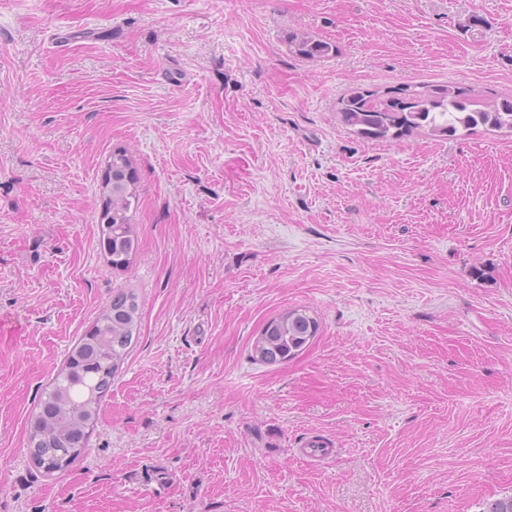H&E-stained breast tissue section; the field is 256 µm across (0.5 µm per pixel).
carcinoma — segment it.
<instances>
[{"label": "carcinoma", "mask_w": 512, "mask_h": 512, "mask_svg": "<svg viewBox=\"0 0 512 512\" xmlns=\"http://www.w3.org/2000/svg\"><path fill=\"white\" fill-rule=\"evenodd\" d=\"M292 54L313 59L330 55L336 47L304 32L288 35ZM402 98H374L354 91L341 101L342 122L366 139L398 137L425 128L446 137L458 128L479 125L512 132V98L481 108L450 85L403 89ZM103 210L100 242L113 269H126L133 261L135 239L129 213L137 203V181L131 159L123 148L112 150L102 183ZM138 302L132 292H120L101 312L91 332L68 355L67 364L53 387L40 401L30 421L31 455L46 474L61 471L80 459L87 447V429L95 422L101 398L136 338ZM316 320L302 309L272 318L252 345V358L273 365L288 361L309 343Z\"/></svg>", "instance_id": "cac0c4a2"}]
</instances>
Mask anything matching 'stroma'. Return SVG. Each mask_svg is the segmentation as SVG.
Instances as JSON below:
<instances>
[{"label":"stroma","mask_w":512,"mask_h":512,"mask_svg":"<svg viewBox=\"0 0 512 512\" xmlns=\"http://www.w3.org/2000/svg\"><path fill=\"white\" fill-rule=\"evenodd\" d=\"M335 45L301 59L290 32ZM512 97V0H0V512H481L512 495V133L339 101ZM137 252L99 241L108 156ZM139 338L69 468L28 418L118 291ZM304 308L288 362L251 345ZM420 91L405 86L402 98H372L354 91L341 101L342 122L366 139L398 137L413 129L427 128L430 135L448 137L458 128L479 125L512 133V98L482 108L450 85L426 86ZM395 129L394 132L392 130ZM105 174L100 242L112 269L124 270L132 263L136 252L129 213L137 203L135 172L124 148L112 150ZM317 331L316 320L294 309L272 318L252 345V358L273 365L288 361L309 343Z\"/></svg>","instance_id":"1"}]
</instances>
